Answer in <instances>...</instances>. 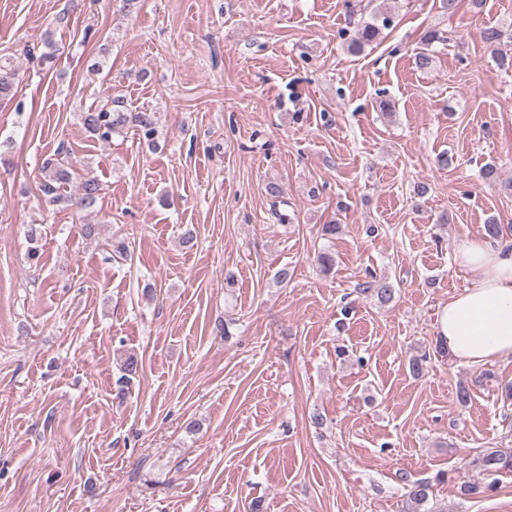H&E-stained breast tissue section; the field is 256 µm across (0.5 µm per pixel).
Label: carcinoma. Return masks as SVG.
I'll list each match as a JSON object with an SVG mask.
<instances>
[{"label":"carcinoma","instance_id":"carcinoma-1","mask_svg":"<svg viewBox=\"0 0 512 512\" xmlns=\"http://www.w3.org/2000/svg\"><path fill=\"white\" fill-rule=\"evenodd\" d=\"M390 18L382 17L381 24H366L359 28L350 43L351 50L358 53L362 48L378 39L382 28L388 26ZM17 73L11 63L0 61V100H12L16 96ZM84 127L96 139L102 142L112 140V135L121 132L125 127H132L142 138L153 141L158 135V117L156 113L147 110H130L122 97L110 94L91 106L81 116ZM74 168L65 159L53 158L42 168L41 192L45 201L54 206L64 205L80 211L93 209L101 195V185L94 177H87L80 182L77 195L67 193V187L73 180ZM393 284L383 278L370 276V279L360 284L357 293L369 299L376 300L381 305H387L395 299ZM489 373L483 372L459 385L456 391L457 402L466 406L471 400L474 390L483 386ZM471 468L478 472L481 479L467 481L462 484L464 494L482 496L494 491L497 487L496 476L500 473H512V448H486L470 462ZM448 473L440 472L434 479L413 480L406 473L400 476L403 484L402 512H436L429 507L433 495V486L445 482Z\"/></svg>","mask_w":512,"mask_h":512}]
</instances>
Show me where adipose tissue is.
Returning <instances> with one entry per match:
<instances>
[{
  "instance_id": "ef3b65f1",
  "label": "adipose tissue",
  "mask_w": 512,
  "mask_h": 512,
  "mask_svg": "<svg viewBox=\"0 0 512 512\" xmlns=\"http://www.w3.org/2000/svg\"><path fill=\"white\" fill-rule=\"evenodd\" d=\"M456 261L476 277L443 306L439 335L461 363L512 360V241L464 238Z\"/></svg>"
}]
</instances>
